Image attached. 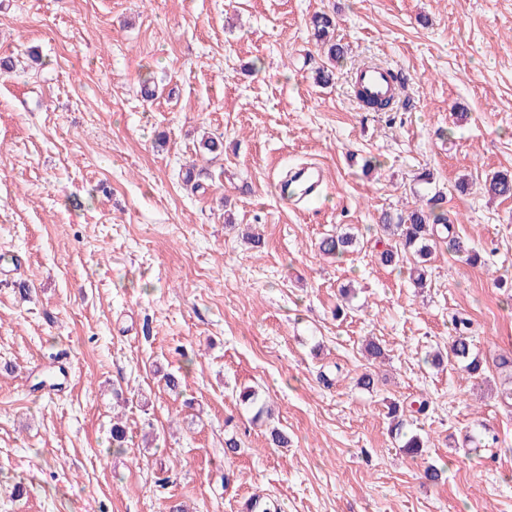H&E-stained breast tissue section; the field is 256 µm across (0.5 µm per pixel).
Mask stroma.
Listing matches in <instances>:
<instances>
[{
    "mask_svg": "<svg viewBox=\"0 0 512 512\" xmlns=\"http://www.w3.org/2000/svg\"><path fill=\"white\" fill-rule=\"evenodd\" d=\"M318 12L347 48L327 86ZM2 58L0 512H512L502 375L427 361L457 317L480 358L512 349V198L483 189L512 171V0H0ZM372 63L404 78L394 111L353 94ZM303 164L320 200L281 201ZM435 192L481 261L438 246L420 289L374 226ZM339 231L359 244L321 255Z\"/></svg>",
    "mask_w": 512,
    "mask_h": 512,
    "instance_id": "stroma-1",
    "label": "stroma"
}]
</instances>
